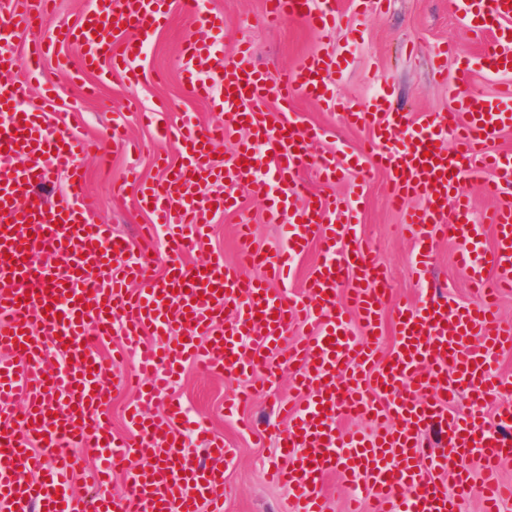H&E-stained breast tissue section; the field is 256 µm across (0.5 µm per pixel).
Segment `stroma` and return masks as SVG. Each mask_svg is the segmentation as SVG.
<instances>
[{
    "instance_id": "obj_1",
    "label": "stroma",
    "mask_w": 512,
    "mask_h": 512,
    "mask_svg": "<svg viewBox=\"0 0 512 512\" xmlns=\"http://www.w3.org/2000/svg\"><path fill=\"white\" fill-rule=\"evenodd\" d=\"M342 23L325 31H316L302 21L288 19L275 27L263 21L264 0H197L195 13L171 7L153 39L139 59L141 81H129L123 74L109 75L99 82L96 74L63 69L59 56L78 60L80 49L70 44L59 54L48 55L41 67L29 76L30 94L24 107L31 112L48 111L57 127H68L85 137L106 138L113 123L124 125L131 146H107L102 157H85L81 165L86 174V192L95 209L98 223L111 225L114 232L127 238L131 255H138L141 245L137 227L158 223L156 214L139 203V186L161 180L166 169L181 162L178 143L160 139L156 124L146 120L147 112L166 105L161 121L177 125L191 119L201 126H213L224 119L216 101L193 95L190 77L185 72L182 47L187 40H204L229 56L238 40L252 45L256 65L276 74L294 67L311 54H329L340 62L343 72L332 80L331 87L339 95L365 105L376 95H386L393 107L412 117L423 113H444L448 109V83L469 88L479 95L493 98L503 84V77L483 72L480 68L461 71L458 60L476 58L488 48V40H478L460 21L451 0H387L383 11L359 15L357 0H341ZM86 11V0H55L53 10L38 24L30 27L14 48L24 55L33 43L47 39L57 28L75 25ZM219 14L224 18L223 30L203 25L205 16ZM455 44L457 51L449 55L447 80L438 82L432 74V59L443 43ZM96 84V96L79 98L74 86ZM293 120L301 127L327 129L325 138L313 144L316 153H352L363 147L370 137L369 129L346 127L335 111L323 103L296 99ZM309 194L334 201L337 195L352 194L358 225L367 243L385 266L392 296L391 312L383 318L382 351L394 343L393 309L418 302L423 289L412 274L414 247L398 229L406 209L420 207L417 198L409 199L405 208L393 205L388 176L375 171L361 190H354L355 175L347 171L337 180L327 182L315 169L300 174ZM267 201L246 199L243 214L212 215L209 237L203 246L190 254L194 264L221 255L225 263L239 258L238 226L250 224L258 247L278 250L285 270L277 290L293 295L312 269L322 263L325 253L319 243H311L296 252L283 248L285 229L267 223ZM461 243L455 239L441 241L436 247L432 280L445 286L459 302L474 301L465 274L456 264ZM293 371L281 370L274 382H266L263 372L248 377L231 373L212 376L192 365H185L167 395L143 404L145 415L163 418L170 399H178L187 411L183 428L189 447L204 446L202 429L222 436L232 455L224 461L223 512H282L290 497L288 487L269 483L267 468L279 457L278 444L287 425L274 420L271 405L293 395ZM259 390L249 408L228 413L226 402L246 386ZM84 461V471L72 485L76 505L90 497H123L129 492L122 473H114L106 484L92 479L100 461L96 453L85 448L74 451Z\"/></svg>"
}]
</instances>
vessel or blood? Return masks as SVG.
<instances>
[{
	"instance_id": "b4317fda",
	"label": "vessel or blood",
	"mask_w": 512,
	"mask_h": 512,
	"mask_svg": "<svg viewBox=\"0 0 512 512\" xmlns=\"http://www.w3.org/2000/svg\"><path fill=\"white\" fill-rule=\"evenodd\" d=\"M463 20L492 44L480 58L484 71L512 73V0H455ZM50 0H0V105L13 121L0 127V512H75L71 484L78 470L73 448L96 449L105 469L123 471L130 492L121 498H91L85 512H223V473L204 465L184 448L185 411L170 400L165 419L129 411L134 445L113 438L102 417L110 371L91 348L93 336L109 335L120 322L127 338L122 358L137 378L141 399L165 393L173 376L189 363L214 373L248 375L265 370L297 371L296 404L279 403L276 414L288 421L280 439L281 461L273 481L296 493L290 512H324L320 487L336 467L359 479L364 492L351 499L349 512H461L478 465L487 491L485 512H499L512 500V486L501 483L498 469L512 460V410L488 414V398L502 382L495 364L512 347V322L497 313L501 292L512 290V153L493 150L500 134L512 128V85L485 98L449 85L452 106L443 114L413 119L402 112L382 113L380 104L363 106L330 96L332 58L313 54L289 72L271 77L251 61L248 42L235 59L212 45L188 42L183 56L189 72L218 73L224 85L219 130L186 121L170 129L182 147V161L170 178L146 186L141 205L165 222L164 235H151L147 246L162 244L167 264L162 279L149 275L147 261L117 266L127 240L111 225L95 221L82 155L104 143L69 129L50 128L45 114L26 111L28 89L14 71L32 69L56 42L80 45L79 69L112 67L133 73L140 54L135 37H148L160 19L161 0H89L83 24L59 31L55 41L35 45L26 57L13 43L48 11ZM302 20L312 29L335 26L342 13L335 0L315 10L311 0H265L264 20ZM131 31L121 52L111 35ZM304 96L339 109L348 126L370 128L366 148L342 158L314 154L316 128L299 129L288 117L295 97ZM276 106L265 109L267 101ZM248 126L250 138L238 143L223 164L212 157L215 132L232 134ZM454 136L455 148L444 140ZM316 167L325 180L345 170L367 176L384 170L394 200L421 198L405 227L414 242V274L425 279L437 243L447 236L464 247L458 263L479 295L461 304L428 296L398 308L393 321L395 345L378 350L382 317L389 304L388 281L379 260L362 238L350 198L333 205L306 196L302 170ZM273 169L279 192L267 208L269 223L290 224V249L320 242L326 260L310 273L301 295L290 298L271 288L279 276L278 255L243 242L239 266L222 257L204 266L187 255L203 245L208 213H242L239 187L266 193L262 179ZM63 173L66 193L55 203L35 197L51 175ZM486 179L497 201L483 220H475L462 179ZM223 183L222 195L208 199L207 212L193 202L199 184ZM29 199L17 208L18 197ZM493 225L495 242L484 249L482 224ZM47 251L51 264L33 263ZM308 335L289 348L284 337L297 324ZM155 341L146 345L144 333ZM67 361L52 376L39 367L50 350ZM18 362L7 361V354ZM25 388L27 404L15 413L12 401ZM466 396L469 411L453 408ZM347 415L376 422L369 434L336 426ZM445 434L438 456L424 446L431 427ZM36 472L34 480L21 470ZM446 471L449 482L437 480Z\"/></svg>"
}]
</instances>
